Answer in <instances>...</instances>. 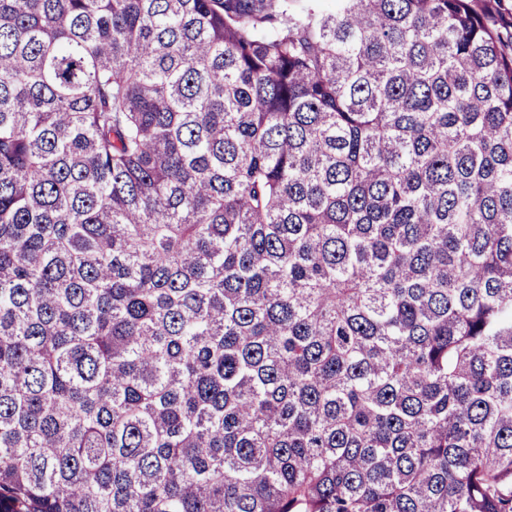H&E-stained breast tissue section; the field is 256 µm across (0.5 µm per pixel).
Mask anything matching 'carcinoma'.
Instances as JSON below:
<instances>
[{
	"mask_svg": "<svg viewBox=\"0 0 512 512\" xmlns=\"http://www.w3.org/2000/svg\"><path fill=\"white\" fill-rule=\"evenodd\" d=\"M503 0H0V512H512Z\"/></svg>",
	"mask_w": 512,
	"mask_h": 512,
	"instance_id": "cac0c4a2",
	"label": "carcinoma"
}]
</instances>
